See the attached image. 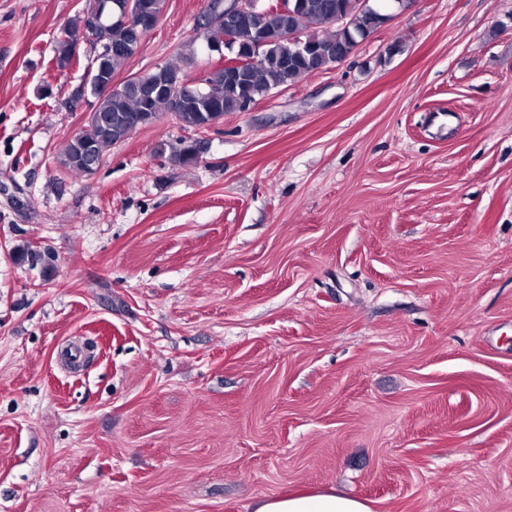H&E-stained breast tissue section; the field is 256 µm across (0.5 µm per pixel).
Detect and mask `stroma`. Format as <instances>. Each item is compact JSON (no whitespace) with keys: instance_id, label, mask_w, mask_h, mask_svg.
<instances>
[{"instance_id":"stroma-1","label":"stroma","mask_w":512,"mask_h":512,"mask_svg":"<svg viewBox=\"0 0 512 512\" xmlns=\"http://www.w3.org/2000/svg\"><path fill=\"white\" fill-rule=\"evenodd\" d=\"M206 3L164 0L113 84L190 40L189 79L222 66ZM86 5L0 0V512H512V0H410L341 65L76 175L90 48L52 59ZM254 512H373L371 506L335 490L277 496L260 502Z\"/></svg>"}]
</instances>
